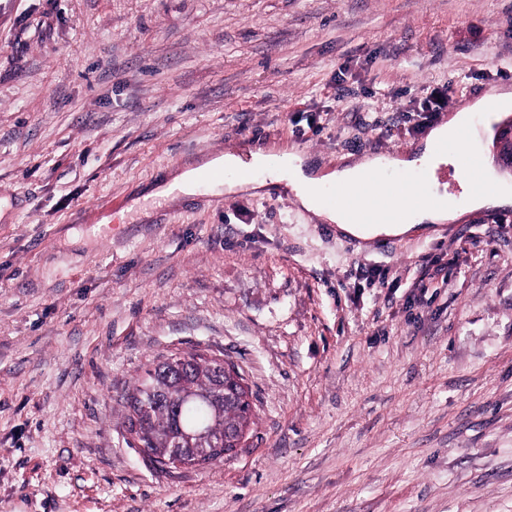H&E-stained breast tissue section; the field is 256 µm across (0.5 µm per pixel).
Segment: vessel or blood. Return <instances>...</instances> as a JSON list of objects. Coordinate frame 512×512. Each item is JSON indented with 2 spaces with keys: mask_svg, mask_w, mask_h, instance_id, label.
<instances>
[{
  "mask_svg": "<svg viewBox=\"0 0 512 512\" xmlns=\"http://www.w3.org/2000/svg\"><path fill=\"white\" fill-rule=\"evenodd\" d=\"M473 129L461 127L453 142H439L435 146L437 155L444 156L455 152L460 158L462 168L478 171L483 164L482 157L473 152L471 142ZM323 200L333 206H343L351 209L370 210L373 206H382L393 222H405L411 210L426 202V184L424 180L416 179L401 181L390 174H378L373 187L363 184L353 186L336 185L321 192Z\"/></svg>",
  "mask_w": 512,
  "mask_h": 512,
  "instance_id": "vessel-or-blood-1",
  "label": "vessel or blood"
}]
</instances>
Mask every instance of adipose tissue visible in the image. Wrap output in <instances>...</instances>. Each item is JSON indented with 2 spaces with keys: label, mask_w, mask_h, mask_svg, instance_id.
I'll return each mask as SVG.
<instances>
[{
  "label": "adipose tissue",
  "mask_w": 512,
  "mask_h": 512,
  "mask_svg": "<svg viewBox=\"0 0 512 512\" xmlns=\"http://www.w3.org/2000/svg\"><path fill=\"white\" fill-rule=\"evenodd\" d=\"M486 109V100H474L467 108L450 117L447 123L432 128L419 150L406 158H372L358 164L346 162L336 169L323 171L311 169L304 157L296 153L290 154L285 163H271L269 153L259 148L245 156L227 153L209 157L182 168L169 180L157 185L138 200L137 206L145 213L156 204H179L199 193L198 175L201 171L221 169L226 177L210 182L207 187L209 194L219 196L226 192L257 191L268 187L283 189L289 191L301 208L318 221L335 225L337 233L358 239L362 236L358 221L351 218L345 208L325 205L317 193L318 187L324 184H367L375 173L386 166L396 170H431L439 163L433 153L435 143L452 140L457 130L468 124L472 113ZM458 178L462 191L456 196L448 194L445 186L438 182L429 183L428 193L434 197V204L412 210L405 223L392 224L381 213H374L370 220L374 235L395 236L425 231L430 225L454 221L476 210L512 205V181L498 175L491 164H484L477 175L459 172Z\"/></svg>",
  "instance_id": "obj_1"
}]
</instances>
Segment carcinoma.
Listing matches in <instances>:
<instances>
[{
  "label": "carcinoma",
  "instance_id": "1",
  "mask_svg": "<svg viewBox=\"0 0 512 512\" xmlns=\"http://www.w3.org/2000/svg\"><path fill=\"white\" fill-rule=\"evenodd\" d=\"M147 378L127 396L125 425L132 424L140 411L138 441L148 455L159 462L177 450L183 457L205 455L214 462L224 458V449L243 426V413L249 393L224 375L219 362L198 353L166 358L147 370ZM184 392L199 394L204 401L181 406ZM212 425L208 437L178 443V425Z\"/></svg>",
  "mask_w": 512,
  "mask_h": 512
}]
</instances>
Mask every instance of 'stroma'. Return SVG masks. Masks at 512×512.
I'll return each mask as SVG.
<instances>
[{
    "label": "stroma",
    "instance_id": "obj_1",
    "mask_svg": "<svg viewBox=\"0 0 512 512\" xmlns=\"http://www.w3.org/2000/svg\"><path fill=\"white\" fill-rule=\"evenodd\" d=\"M501 86L512 0H0V512H512V206L362 251L281 192L91 230L208 156L414 153ZM188 351L254 414L161 471L125 396Z\"/></svg>",
    "mask_w": 512,
    "mask_h": 512
}]
</instances>
